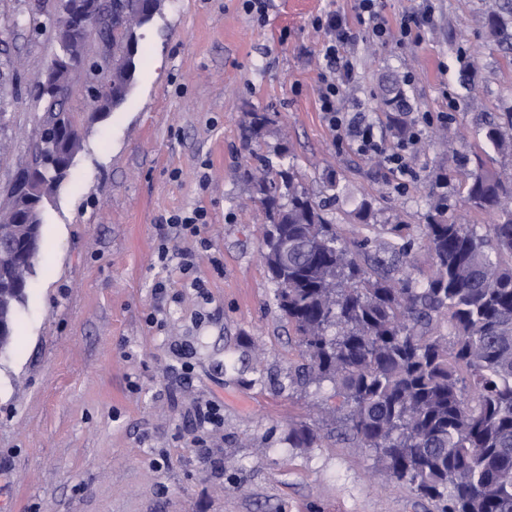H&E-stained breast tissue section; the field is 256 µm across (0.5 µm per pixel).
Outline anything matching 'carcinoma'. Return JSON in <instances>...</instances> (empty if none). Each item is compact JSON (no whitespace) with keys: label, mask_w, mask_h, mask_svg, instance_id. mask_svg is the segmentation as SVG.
<instances>
[{"label":"carcinoma","mask_w":512,"mask_h":512,"mask_svg":"<svg viewBox=\"0 0 512 512\" xmlns=\"http://www.w3.org/2000/svg\"><path fill=\"white\" fill-rule=\"evenodd\" d=\"M135 0H112V27L96 37L112 75V103L94 95L105 113L124 99L135 68L132 39L144 24ZM487 36L512 50V0H498L485 17ZM71 76L49 95L34 161L76 154L82 128L63 103ZM392 125L405 122L400 95L384 94ZM484 140L512 157V104L484 128ZM262 176L246 173L267 220L263 259L275 300L292 325L302 363L289 385L328 384L336 405L324 419L346 440L371 452L374 468L394 486L430 500L436 512H512V171L489 166L475 152L460 183L469 209L490 224L448 220L440 196L425 224L429 270L424 280L393 277L371 263L368 241L347 245L326 204L303 187L293 167L276 170L256 156ZM19 175L0 216V319L13 335L34 264H19L17 248L37 257V224H17L23 202ZM320 437L293 423L292 448H313Z\"/></svg>","instance_id":"cac0c4a2"}]
</instances>
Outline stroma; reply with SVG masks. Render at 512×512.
Segmentation results:
<instances>
[{"label": "stroma", "mask_w": 512, "mask_h": 512, "mask_svg": "<svg viewBox=\"0 0 512 512\" xmlns=\"http://www.w3.org/2000/svg\"><path fill=\"white\" fill-rule=\"evenodd\" d=\"M494 3L433 0L419 44L365 36L354 47L349 109L387 143L396 132L379 105L391 79L409 112L448 115L425 127L403 188L382 157L338 143L319 110L325 36L312 21L351 13L354 0H268L262 22L240 0H164L137 32L118 107L94 113L84 70L73 73L64 107L83 128L82 148L45 203L41 249L0 353V512H433L393 489L368 450L323 426L312 404L328 402L330 388L289 387L300 351L261 258L265 216L249 201L246 173L259 154L293 165L318 199L336 177L329 218L382 257L401 214L412 274L424 277L431 172H452L449 217L489 221L466 211L458 160L512 100V62L484 28ZM58 4L0 0V212L38 138L34 84L59 50ZM470 42L476 55L465 52ZM253 112L271 122L250 140ZM365 202L370 224L354 217ZM199 206L211 250L189 278L177 264L194 238L160 222ZM161 281L167 295L152 327ZM208 405L221 420L198 428ZM292 419L317 429V447H289Z\"/></svg>", "instance_id": "35a3bbf8"}]
</instances>
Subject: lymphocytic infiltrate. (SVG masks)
I'll use <instances>...</instances> for the list:
<instances>
[{"mask_svg":"<svg viewBox=\"0 0 512 512\" xmlns=\"http://www.w3.org/2000/svg\"><path fill=\"white\" fill-rule=\"evenodd\" d=\"M432 20L433 9L429 6L422 12L389 20L381 13L378 0H355L354 14L350 17L327 13L314 20L315 28L326 35L323 44L325 65L320 73L318 101L328 127L337 138L348 141L360 154L384 156L391 169L404 179L413 175L408 157L421 140L418 125L409 122L396 146L388 149L378 138L373 123L343 107L344 92L357 78L350 48L362 32L381 44L391 40L401 44L419 41L421 29L430 25ZM207 222L208 213L202 208L166 218V225L176 234L195 238L199 246L198 252L182 253L179 262L181 274H190L196 267L199 252L209 251L210 241L202 235Z\"/></svg>","mask_w":512,"mask_h":512,"instance_id":"f902f5d3","label":"lymphocytic infiltrate"}]
</instances>
